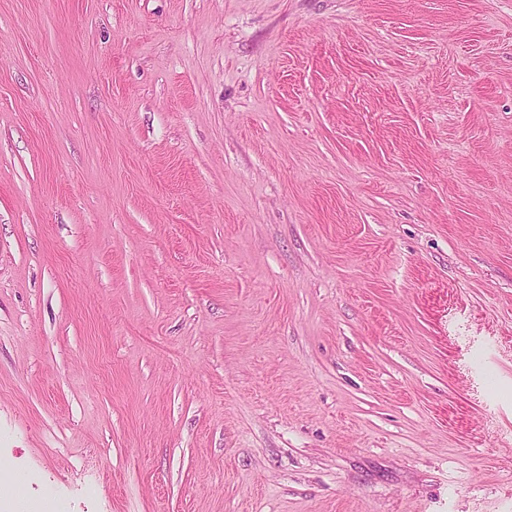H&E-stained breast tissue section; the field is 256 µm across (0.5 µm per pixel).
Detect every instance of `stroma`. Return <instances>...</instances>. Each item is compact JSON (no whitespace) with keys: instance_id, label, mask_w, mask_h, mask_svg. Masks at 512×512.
<instances>
[{"instance_id":"35a3bbf8","label":"stroma","mask_w":512,"mask_h":512,"mask_svg":"<svg viewBox=\"0 0 512 512\" xmlns=\"http://www.w3.org/2000/svg\"><path fill=\"white\" fill-rule=\"evenodd\" d=\"M512 512V0H0V512Z\"/></svg>"}]
</instances>
